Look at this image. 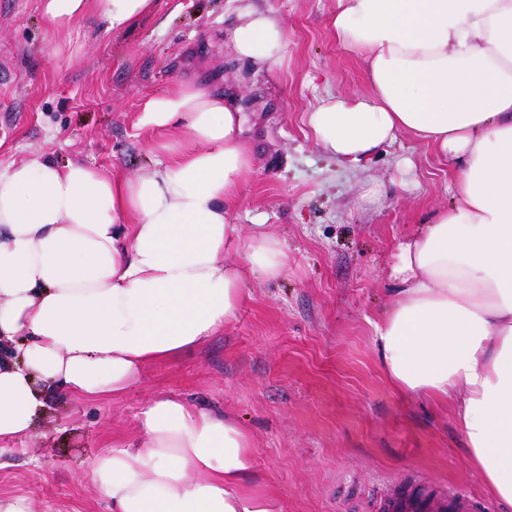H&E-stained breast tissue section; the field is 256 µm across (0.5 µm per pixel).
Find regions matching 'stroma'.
Wrapping results in <instances>:
<instances>
[{
	"mask_svg": "<svg viewBox=\"0 0 512 512\" xmlns=\"http://www.w3.org/2000/svg\"><path fill=\"white\" fill-rule=\"evenodd\" d=\"M287 34L281 63L238 58L235 0H155L130 32L97 23L50 28L42 0H0V170L36 152L126 177L147 173L161 140L142 130L145 99L175 83L224 92L245 115L254 173L229 206L241 235L278 238L288 268L252 275L234 322L194 354L146 366L121 394L90 401L48 391L37 435L0 454V497L31 512H107L83 462L109 439L140 435L157 396L219 408L255 445L254 483L280 512H385L402 492L493 501L472 465L452 402L402 396L384 379L371 323L388 311L399 242L447 206L454 171L402 136L363 170L344 169L307 137L322 99L366 88L340 47L336 0H253Z\"/></svg>",
	"mask_w": 512,
	"mask_h": 512,
	"instance_id": "1",
	"label": "stroma"
}]
</instances>
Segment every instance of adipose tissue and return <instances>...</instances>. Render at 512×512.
Masks as SVG:
<instances>
[{
	"label": "adipose tissue",
	"instance_id": "1",
	"mask_svg": "<svg viewBox=\"0 0 512 512\" xmlns=\"http://www.w3.org/2000/svg\"><path fill=\"white\" fill-rule=\"evenodd\" d=\"M153 6L43 0V13L123 34ZM239 18L235 54L278 64L281 25L248 0ZM331 28L367 89L307 113L313 141L362 169L406 134L458 170L450 206L398 246L395 299L374 324L383 370L399 392L454 399L474 465L512 505V0H336ZM137 125L183 133L147 174L43 153L0 171V339L24 338L19 360L0 362V447L36 432L37 380L87 399L123 391L232 323L246 272L274 281L287 267L278 239L226 221L254 168L238 108L179 82ZM138 423V440L85 459L109 512H278L222 410L161 396Z\"/></svg>",
	"mask_w": 512,
	"mask_h": 512
}]
</instances>
